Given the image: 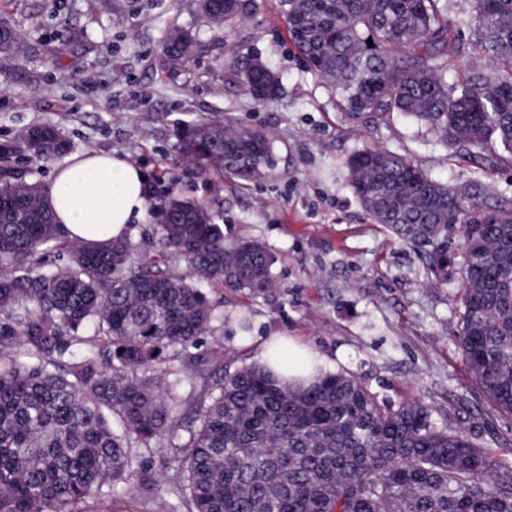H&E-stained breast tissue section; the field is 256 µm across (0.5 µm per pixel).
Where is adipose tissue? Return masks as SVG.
Returning <instances> with one entry per match:
<instances>
[{
	"mask_svg": "<svg viewBox=\"0 0 512 512\" xmlns=\"http://www.w3.org/2000/svg\"><path fill=\"white\" fill-rule=\"evenodd\" d=\"M143 176L129 155L75 153L56 168L45 195L70 239H123L150 208Z\"/></svg>",
	"mask_w": 512,
	"mask_h": 512,
	"instance_id": "1",
	"label": "adipose tissue"
}]
</instances>
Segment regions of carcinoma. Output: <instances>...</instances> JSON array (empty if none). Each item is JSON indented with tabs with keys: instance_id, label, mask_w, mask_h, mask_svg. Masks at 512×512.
<instances>
[{
	"instance_id": "carcinoma-1",
	"label": "carcinoma",
	"mask_w": 512,
	"mask_h": 512,
	"mask_svg": "<svg viewBox=\"0 0 512 512\" xmlns=\"http://www.w3.org/2000/svg\"><path fill=\"white\" fill-rule=\"evenodd\" d=\"M12 2L0 0V53L19 44ZM280 2L298 54L348 120L374 127L403 114L483 171L512 166V0H470L478 33L467 42L444 0ZM200 11L233 23L247 6L200 0ZM199 50L192 29L175 28L163 66H187ZM452 53L466 69L450 82ZM229 76L268 101L280 90L253 55L237 57ZM69 149L53 126L3 147L44 159ZM180 153L202 175L257 180L275 167L262 131L231 125L189 128ZM347 167L376 223L434 280L448 278V240L463 233L458 344L484 396L512 414V210L477 191L459 196L384 147H364ZM150 214L154 254L126 238L76 242L40 183L0 168V512H88L122 498L154 512H512V459L448 432L419 401L385 406L343 372L295 389L259 364L213 375L199 351L220 320L208 288L264 296L278 286L276 256L258 240L225 239L208 210L168 193ZM170 254L186 272L166 265ZM210 375L178 486L164 495L132 482L135 466L175 437L185 387Z\"/></svg>"
}]
</instances>
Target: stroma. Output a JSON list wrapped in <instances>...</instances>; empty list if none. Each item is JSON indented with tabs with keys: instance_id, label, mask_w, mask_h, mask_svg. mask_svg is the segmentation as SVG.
Listing matches in <instances>:
<instances>
[{
	"instance_id": "35a3bbf8",
	"label": "stroma",
	"mask_w": 512,
	"mask_h": 512,
	"mask_svg": "<svg viewBox=\"0 0 512 512\" xmlns=\"http://www.w3.org/2000/svg\"><path fill=\"white\" fill-rule=\"evenodd\" d=\"M21 40L0 53V143L26 129L57 127L72 151L129 154L159 190L205 204L225 238H255L277 258V288L248 300L214 290L224 320L223 364L256 363L260 343L286 335L327 356L388 406L416 400L486 447L512 438V415L477 386L458 345L464 279L428 278L410 246L376 224L357 200L345 160L370 145L405 155L455 189L479 183L487 203L512 209V170L484 173L457 161L435 132L394 117L365 129L298 57L278 0H250L234 26L206 24L198 0H14ZM193 28L204 50L167 70L168 32ZM253 54L281 81L259 103L228 76L235 54ZM232 121L266 131L277 165L244 183L225 175L222 192L179 154L186 127ZM250 329L240 332V317Z\"/></svg>"
}]
</instances>
